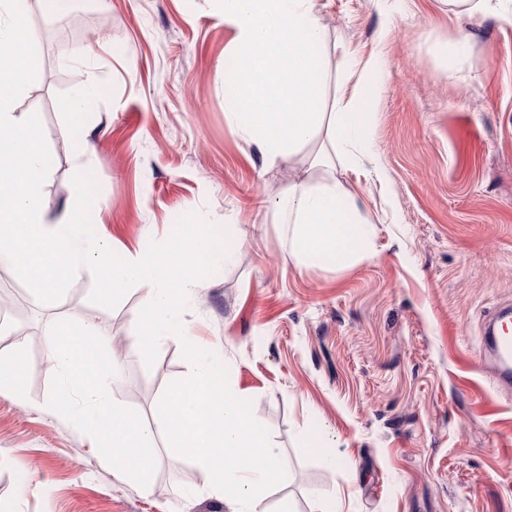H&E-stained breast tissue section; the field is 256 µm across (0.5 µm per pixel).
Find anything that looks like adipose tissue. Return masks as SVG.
<instances>
[{"instance_id": "1", "label": "adipose tissue", "mask_w": 512, "mask_h": 512, "mask_svg": "<svg viewBox=\"0 0 512 512\" xmlns=\"http://www.w3.org/2000/svg\"><path fill=\"white\" fill-rule=\"evenodd\" d=\"M236 31L221 68L226 119L271 163L315 146L312 166L331 168L349 149L368 151L369 117L347 103L327 111V40L316 0H220ZM288 256L300 266L345 268L368 252L369 230L355 197L335 179L303 181L284 200Z\"/></svg>"}]
</instances>
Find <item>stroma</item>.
Wrapping results in <instances>:
<instances>
[{
    "label": "stroma",
    "instance_id": "1",
    "mask_svg": "<svg viewBox=\"0 0 512 512\" xmlns=\"http://www.w3.org/2000/svg\"><path fill=\"white\" fill-rule=\"evenodd\" d=\"M318 8L326 103L360 77L374 87L356 100L371 114V154L351 151L332 171L368 216L372 256L341 270L289 261L275 204L309 155L268 164L229 128L220 66L234 30L218 0H32L41 66L15 110L38 115L54 155L45 205L62 211L73 175L92 171L94 231L121 256L167 240L191 212L235 225L236 261L209 277L182 320L223 357L293 468L261 512L284 497L298 512L332 497L342 512H512V391L495 387L480 342L486 315L512 305V26L492 16L472 26L471 50L452 70L460 22L441 0ZM83 41L88 61H72ZM92 78L97 95L66 113ZM65 126L87 137L88 155L58 146ZM92 288L83 273L44 304L0 266V293L28 313L25 333L0 338V356L27 364L23 396L0 394V512H227L194 461L160 448L140 487L43 410L46 339L61 315L96 318L120 362L109 388L139 389L132 405L145 417L188 371L179 342L162 341L149 366L128 341L149 283L112 310L90 302ZM179 489L197 495L181 502Z\"/></svg>",
    "mask_w": 512,
    "mask_h": 512
}]
</instances>
